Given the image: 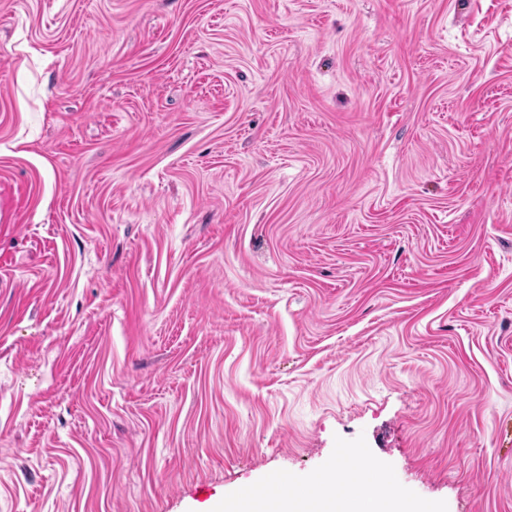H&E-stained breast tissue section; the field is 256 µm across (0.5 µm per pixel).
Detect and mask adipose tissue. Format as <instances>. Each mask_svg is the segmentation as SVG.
Here are the masks:
<instances>
[{"label":"adipose tissue","mask_w":512,"mask_h":512,"mask_svg":"<svg viewBox=\"0 0 512 512\" xmlns=\"http://www.w3.org/2000/svg\"><path fill=\"white\" fill-rule=\"evenodd\" d=\"M322 494L321 512H413L402 491L391 483L377 481L371 467L337 463L319 482L293 481L281 495L277 512H299L298 500L308 490Z\"/></svg>","instance_id":"1"}]
</instances>
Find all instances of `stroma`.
Segmentation results:
<instances>
[{"mask_svg": "<svg viewBox=\"0 0 512 512\" xmlns=\"http://www.w3.org/2000/svg\"><path fill=\"white\" fill-rule=\"evenodd\" d=\"M341 448L512 512V0H0V512Z\"/></svg>", "mask_w": 512, "mask_h": 512, "instance_id": "1", "label": "stroma"}]
</instances>
